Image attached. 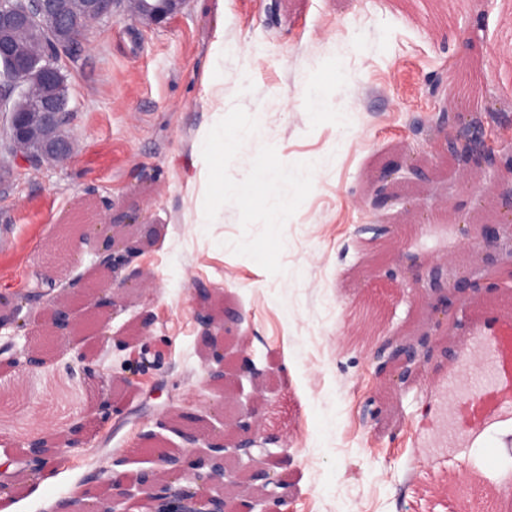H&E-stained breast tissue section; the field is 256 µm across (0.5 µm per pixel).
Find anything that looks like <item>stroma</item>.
Instances as JSON below:
<instances>
[{
  "instance_id": "35a3bbf8",
  "label": "stroma",
  "mask_w": 512,
  "mask_h": 512,
  "mask_svg": "<svg viewBox=\"0 0 512 512\" xmlns=\"http://www.w3.org/2000/svg\"><path fill=\"white\" fill-rule=\"evenodd\" d=\"M462 71L492 107L495 148L512 153V0H186L159 23L124 12L96 23L81 60L65 66L71 156L0 170V296L19 306L0 327V360L6 345L24 346L17 324L38 329L49 299L92 273L86 245L74 244L69 266L54 257L78 211L136 208L154 224L134 261L150 286L103 312L125 350L80 337L94 375L74 352L30 373L0 370V390L24 395L0 408L7 504L57 512L84 490H107L113 458L145 470L130 448L163 411L217 422L198 283L230 312L233 350L266 373L267 446L288 458V512H453L446 482L459 473L478 502L512 512L497 493L512 478V314L496 303L459 311L448 345L479 353V365L452 368L442 356L400 390L376 373L356 318L371 302L383 336L420 328L423 305L380 249L441 260L463 248L459 225L484 217V197L457 188L441 159L428 170L451 190L448 217L409 232L401 205L367 204L377 166L430 153L426 135L453 107ZM220 125L234 137L213 170L208 134ZM273 159L285 179L253 189ZM144 320L146 337L133 338ZM144 359L152 366L134 388H114L116 412L90 424L31 497L22 442L53 426L46 401L70 385L78 396L66 407L90 412L98 377L122 378Z\"/></svg>"
}]
</instances>
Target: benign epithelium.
<instances>
[{
  "label": "benign epithelium",
  "instance_id": "benign-epithelium-1",
  "mask_svg": "<svg viewBox=\"0 0 512 512\" xmlns=\"http://www.w3.org/2000/svg\"><path fill=\"white\" fill-rule=\"evenodd\" d=\"M126 2V11L139 14L142 19L158 22L177 13L184 0H5L0 4V67L15 75L9 98L0 103V110L8 113L11 141L16 158L28 164L63 162L72 151L71 137L66 133L62 116L69 111V91L63 74L62 62L41 53L40 41L44 35V18L50 17V35L59 41L69 40L82 18L93 25L114 13V7ZM472 100V80L457 78V112L460 121L452 134L440 130L438 152L455 163L461 184L467 189H478L489 182L487 195L495 202V215L484 224H464L461 234L477 254L471 264L468 254L455 259L457 266L469 272L454 278L444 273L438 262H421L415 256L398 252L397 261H406V269L414 290L422 296L427 309L426 327L411 336H392L383 339L374 354L386 361L387 372L393 381L402 382L417 374L428 364V358L417 347V339L427 337L437 343L441 331L455 320L459 309L472 303L478 296L502 297L512 311V247L504 249L501 241H512V166L504 163L491 144L487 127L472 121L469 109ZM466 149L473 160L466 166L456 164L454 148ZM426 180L425 161L417 156H406L387 161L380 167L374 181L373 196L388 204L400 201L406 211L416 208L413 189ZM137 227L148 233L151 225L139 222L138 211L132 209L121 218L107 224L91 225L83 240L92 242L99 234L112 231L105 245L92 246L98 268L112 274V311L120 308L121 295L129 288H144L145 281L139 269L133 267L140 253L142 238L122 235L120 230ZM99 286L90 280H76L63 295L49 300V315L44 331L27 340L21 352L12 354L9 363L16 367H38L46 354L64 353L73 348L74 328L70 305L83 301L89 310L98 307ZM198 321L208 330L203 337L207 344L223 337L226 322L218 320L202 308ZM237 371L257 381L264 372L247 356H240ZM263 398L254 393L244 404L234 398H224L219 412L224 420V435L217 439L210 429L199 426L197 417L185 419L164 418L159 428L180 433L188 447L178 453L171 451L158 439L147 446H139L135 455L155 464L148 472L132 478L120 474L112 484L108 499L72 500V512H239L237 504L250 505L249 512H282L285 499L272 493L257 497L252 482L261 486L282 484L277 457L261 445ZM76 422L69 420L56 427L49 438L56 450L73 448L81 437L74 435ZM259 455H253V451ZM219 455L217 467L196 470L185 467L186 457ZM247 456L253 467L251 482L241 481L242 472L234 461ZM458 512H472L468 486L453 480Z\"/></svg>",
  "mask_w": 512,
  "mask_h": 512
}]
</instances>
